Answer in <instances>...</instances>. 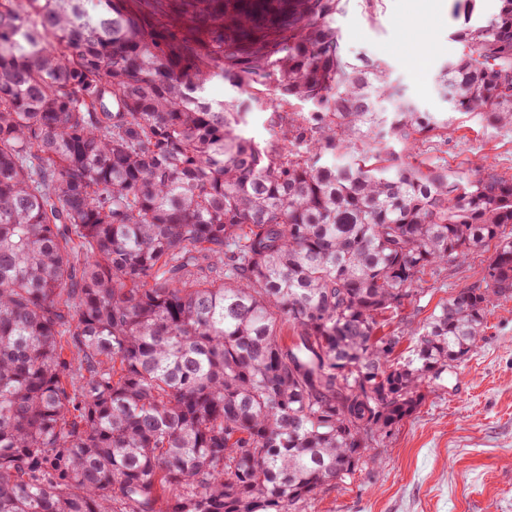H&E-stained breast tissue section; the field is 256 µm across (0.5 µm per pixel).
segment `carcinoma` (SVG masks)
Listing matches in <instances>:
<instances>
[{
  "label": "carcinoma",
  "mask_w": 512,
  "mask_h": 512,
  "mask_svg": "<svg viewBox=\"0 0 512 512\" xmlns=\"http://www.w3.org/2000/svg\"><path fill=\"white\" fill-rule=\"evenodd\" d=\"M85 2L0 0V512H306L512 293V179L397 159L447 121L344 57L345 0ZM477 2L441 91L512 125V0ZM491 241L479 284L381 333ZM269 112L255 110L248 117V125L246 127L247 136H251L256 140L268 141L272 138V129L268 121Z\"/></svg>",
  "instance_id": "obj_1"
}]
</instances>
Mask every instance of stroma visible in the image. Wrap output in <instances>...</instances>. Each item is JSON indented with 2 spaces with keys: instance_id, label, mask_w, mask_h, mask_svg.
Here are the masks:
<instances>
[{
  "instance_id": "obj_1",
  "label": "stroma",
  "mask_w": 512,
  "mask_h": 512,
  "mask_svg": "<svg viewBox=\"0 0 512 512\" xmlns=\"http://www.w3.org/2000/svg\"><path fill=\"white\" fill-rule=\"evenodd\" d=\"M455 0H380L367 15L346 0L336 30L348 60L368 56L405 86L446 129L396 145L402 160L476 177L485 169L512 178V125L455 111L438 92L439 73L461 45ZM420 44L424 59L409 49ZM494 247L427 271L413 305L390 330H411L460 288L478 283ZM306 512H512V295L486 312L477 351L429 388L420 410L394 428L384 451L346 481L323 490Z\"/></svg>"
}]
</instances>
